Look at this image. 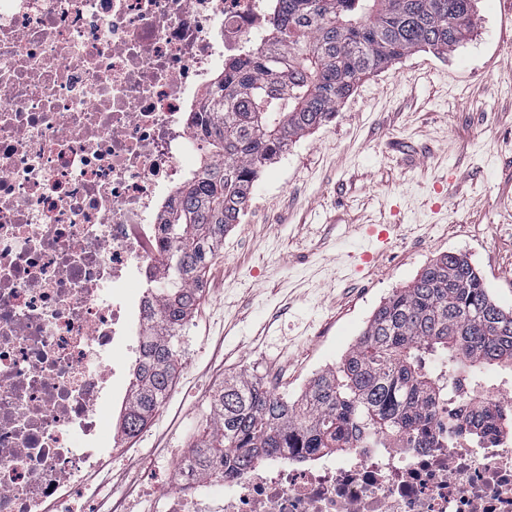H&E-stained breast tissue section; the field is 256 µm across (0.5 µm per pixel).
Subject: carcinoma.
<instances>
[{
  "mask_svg": "<svg viewBox=\"0 0 512 512\" xmlns=\"http://www.w3.org/2000/svg\"><path fill=\"white\" fill-rule=\"evenodd\" d=\"M475 0H275L272 37L227 65L200 108V168L164 211L167 245L159 295L163 328L149 323L123 415L137 435L171 387L181 338L224 233L240 222L260 170L333 116L368 76L422 49L446 54L471 31ZM448 373L512 367V311L490 297L467 258L430 262L374 310L334 369L290 401L243 373L214 392L207 423L187 456L195 476L221 477L283 448L345 449L358 427L371 443L426 439Z\"/></svg>",
  "mask_w": 512,
  "mask_h": 512,
  "instance_id": "1",
  "label": "carcinoma"
}]
</instances>
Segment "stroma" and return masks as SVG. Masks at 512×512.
Masks as SVG:
<instances>
[{
  "label": "stroma",
  "instance_id": "stroma-1",
  "mask_svg": "<svg viewBox=\"0 0 512 512\" xmlns=\"http://www.w3.org/2000/svg\"><path fill=\"white\" fill-rule=\"evenodd\" d=\"M475 5L462 44L366 78L263 169L206 273L165 402L134 438L109 419L103 512L119 497L143 512L173 490L167 467L225 379L275 375L298 396L442 255L468 258L512 310V7Z\"/></svg>",
  "mask_w": 512,
  "mask_h": 512
}]
</instances>
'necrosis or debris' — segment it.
Returning <instances> with one entry per match:
<instances>
[{
	"label": "necrosis or debris",
	"instance_id": "necrosis-or-debris-1",
	"mask_svg": "<svg viewBox=\"0 0 512 512\" xmlns=\"http://www.w3.org/2000/svg\"><path fill=\"white\" fill-rule=\"evenodd\" d=\"M272 0H0V512H99L105 404L158 320L160 215L196 168L197 101L264 43ZM123 350L125 362L107 356ZM429 441L363 433L191 477L148 512H512V375L449 376Z\"/></svg>",
	"mask_w": 512,
	"mask_h": 512
}]
</instances>
